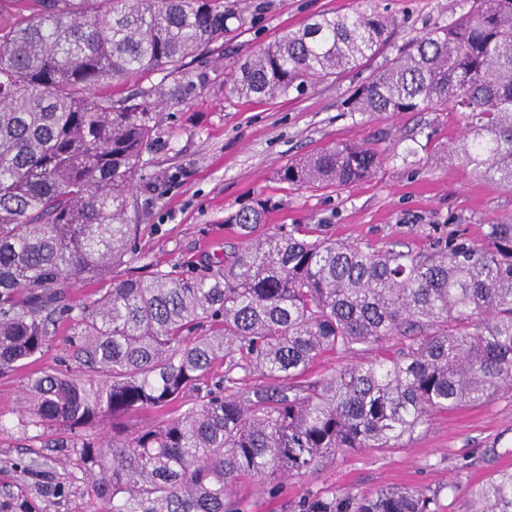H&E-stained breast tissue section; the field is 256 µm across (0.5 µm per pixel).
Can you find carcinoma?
Masks as SVG:
<instances>
[{
    "mask_svg": "<svg viewBox=\"0 0 512 512\" xmlns=\"http://www.w3.org/2000/svg\"><path fill=\"white\" fill-rule=\"evenodd\" d=\"M0 0V371L35 358L50 326L79 370L44 371L25 388L20 425H61L108 512H248L241 481L280 482L354 448H399L429 417L512 391V224L487 243L426 252L367 251L320 224L266 223L268 200L230 212L240 238L180 270L115 279L138 225L129 195L168 116L211 83L187 60L224 49L239 0H29L5 23ZM395 25L376 10L322 14L230 70L229 91L276 98L360 68ZM141 78L129 94L107 83ZM466 119L454 153L478 177L512 188V0L469 10L416 38L347 101L350 112ZM381 158L341 143L283 169L296 186L369 178ZM103 281L78 307L71 282ZM392 340L395 355L361 361ZM345 364L328 376L326 353ZM221 367L224 373H215ZM265 379L245 387L253 375ZM155 423L119 430L132 412ZM112 421V439L100 426ZM440 491L391 487L312 496L300 512H438ZM474 512H512V470L474 491Z\"/></svg>",
    "mask_w": 512,
    "mask_h": 512,
    "instance_id": "carcinoma-1",
    "label": "carcinoma"
}]
</instances>
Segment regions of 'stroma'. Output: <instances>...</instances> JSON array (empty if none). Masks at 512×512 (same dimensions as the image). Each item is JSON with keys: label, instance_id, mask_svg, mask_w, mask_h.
Listing matches in <instances>:
<instances>
[{"label": "stroma", "instance_id": "1", "mask_svg": "<svg viewBox=\"0 0 512 512\" xmlns=\"http://www.w3.org/2000/svg\"><path fill=\"white\" fill-rule=\"evenodd\" d=\"M375 3L399 25L361 70L319 83L305 93L274 99L224 93V71L238 57L302 27L316 15H350ZM470 0H272L238 28L224 51L204 63L212 85L174 106L175 131L145 154L147 180L131 199L138 224L133 255L115 278L146 276L154 266L174 270L223 251L233 241L227 213L254 198L272 205L265 232L282 224H322L340 241L379 251L429 249L458 238L480 245L489 225L512 223V189L465 169L451 149L465 120L443 106L422 112L347 111L344 102L361 81L396 59L415 38L468 11ZM339 142L366 144L384 156L376 173L348 186L298 188L280 181L290 163ZM57 331L32 369L68 372L77 362ZM30 369L0 373V512H89L91 489L67 431L43 437L18 419ZM37 459L40 472L21 471ZM512 469V391L483 404L435 413L398 448H358L335 462L283 483L277 498L254 481L235 484L249 512H298L303 499L368 493L383 486L439 489L440 512H469V491L496 470Z\"/></svg>", "mask_w": 512, "mask_h": 512}]
</instances>
